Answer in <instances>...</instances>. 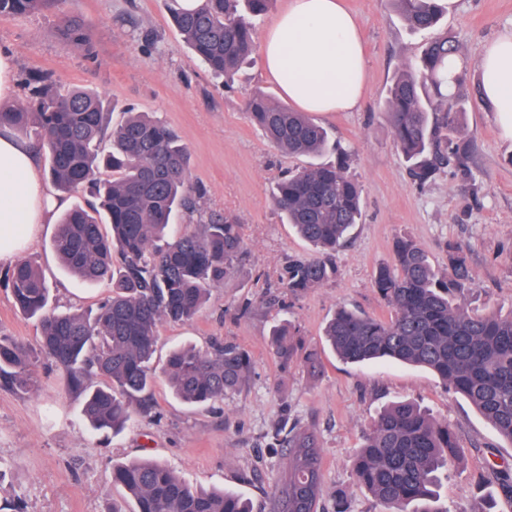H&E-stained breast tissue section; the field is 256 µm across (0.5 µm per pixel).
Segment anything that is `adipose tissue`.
I'll return each instance as SVG.
<instances>
[{
    "mask_svg": "<svg viewBox=\"0 0 512 512\" xmlns=\"http://www.w3.org/2000/svg\"><path fill=\"white\" fill-rule=\"evenodd\" d=\"M260 51L265 73L302 111L347 112L364 97L361 32L341 0H289L263 33ZM477 69L482 100L512 139V28L485 45ZM64 207L33 145L0 127V264L13 263Z\"/></svg>",
    "mask_w": 512,
    "mask_h": 512,
    "instance_id": "ef3b65f1",
    "label": "adipose tissue"
}]
</instances>
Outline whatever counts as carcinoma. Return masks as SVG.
<instances>
[{"instance_id": "cac0c4a2", "label": "carcinoma", "mask_w": 512, "mask_h": 512, "mask_svg": "<svg viewBox=\"0 0 512 512\" xmlns=\"http://www.w3.org/2000/svg\"><path fill=\"white\" fill-rule=\"evenodd\" d=\"M58 0H0V18L47 8ZM272 0H203L169 13L184 42L208 70L230 80L253 55V20ZM416 31L437 27L440 0H393ZM64 34L86 44L85 25L62 21ZM459 43L446 37L422 47L395 76L385 102L393 142L420 186L458 156L461 112L448 85ZM31 105L0 112V124L34 133L48 152L49 177L69 193L85 188L99 203L75 205L61 217L52 247L70 274L84 282L109 280L112 296L88 311L48 310L50 290L39 267L20 259L11 273L15 306L41 325L40 349L61 369L66 389L82 399V411L97 432L121 430L133 417L154 379L152 358L163 321L193 319L219 286L242 250L241 225L215 218L172 241L165 230L175 213L193 207L189 154L177 135L147 112L132 108L109 126V109L95 91L54 87L47 77L27 78ZM251 121L279 150L295 156L336 154L331 163L306 166L284 176L272 199L285 223L309 242L315 255L293 258L280 280L297 298L336 277V251L349 241L362 209V187L351 173V157L330 143L327 130L264 93L247 101ZM110 178H95L101 168ZM109 225L110 234L102 231ZM471 280L460 255L439 273L425 250L408 236L396 238L393 261L379 266L376 292L387 318L336 310L325 327L331 349L345 363L393 360L424 367L464 397L512 444V312L473 313L458 302ZM271 345L285 367L303 357L318 368V356L304 348L300 328L276 327ZM250 354L232 341L209 351H173L164 373L175 395L191 405L221 401L240 389L251 371ZM30 353L0 333V389L32 391ZM275 446L286 449L287 474L268 512H323L320 456L314 432L293 427ZM459 446L448 422L435 420L413 402L381 410L369 424L352 470L356 481L383 512H447L438 487L456 460ZM112 484L134 503L131 512H262L243 496L205 491L181 481L166 465L150 460L116 461Z\"/></svg>"}]
</instances>
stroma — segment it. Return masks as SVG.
<instances>
[{
    "instance_id": "stroma-1",
    "label": "stroma",
    "mask_w": 512,
    "mask_h": 512,
    "mask_svg": "<svg viewBox=\"0 0 512 512\" xmlns=\"http://www.w3.org/2000/svg\"><path fill=\"white\" fill-rule=\"evenodd\" d=\"M344 3L361 29L367 88L355 110L317 119L351 154V170L364 188L362 217L351 243L336 255V277L299 298L282 288L280 272L288 259L309 256L312 248L282 222L271 196L281 177L308 160L275 148L245 112L255 92L283 98L261 60L244 67L231 84L214 79L172 25L166 0H59L47 9L0 18V50L16 61L17 105L29 99L27 74L40 71L59 87H92L113 106L112 122L128 107L153 113L178 134L190 157L195 205L176 214L174 231H194L226 214L239 220L243 238L240 256L199 315L159 325L151 408L135 414L120 434L89 428L81 400L62 388L61 373L47 358L33 366L32 392L0 390V502L21 499L25 512H106L125 497L112 483L113 461L148 457L191 486L234 491L263 508L285 467L272 442L296 426L318 435L324 512H381L357 483L352 460L377 412L410 400L447 421L456 434L459 458L441 489L448 512H512V497L492 476L512 470V444L467 400L420 367L343 363L323 336L341 306L388 317L372 276L379 264L391 261L393 242L402 235L421 244L436 267L447 268L450 255L465 256L473 277L461 296L465 307L512 312V140L481 104L476 70L485 43L512 26V0H459L457 10L427 32L409 29L389 0ZM62 12L88 23L85 47L59 31ZM444 36L464 48L465 76L456 92L467 157L449 159L419 186L393 144L385 100L403 64ZM54 233V225H41L23 251L41 267L52 307L96 306L110 295V283L88 286L68 276L52 248ZM11 271L0 265V332L34 349L40 326L15 308ZM287 320L300 326L306 347L317 352L318 372L299 362L282 367L274 355L271 331ZM224 338L252 358L245 385L210 405L182 403L162 372L170 352L188 344L204 350Z\"/></svg>"
}]
</instances>
